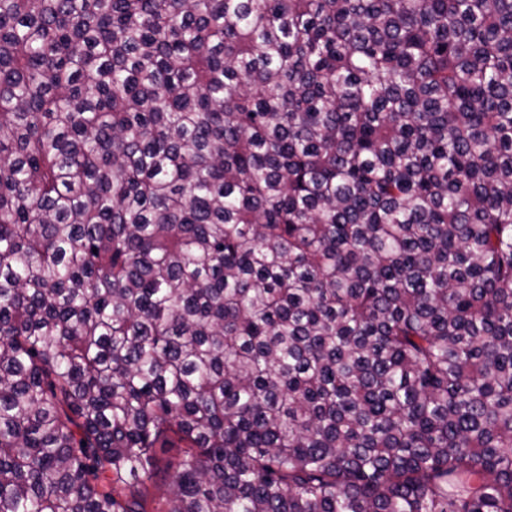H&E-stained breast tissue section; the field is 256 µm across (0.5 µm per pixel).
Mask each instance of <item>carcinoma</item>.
<instances>
[{
  "label": "carcinoma",
  "mask_w": 512,
  "mask_h": 512,
  "mask_svg": "<svg viewBox=\"0 0 512 512\" xmlns=\"http://www.w3.org/2000/svg\"><path fill=\"white\" fill-rule=\"evenodd\" d=\"M0 512H512V0H0Z\"/></svg>",
  "instance_id": "obj_1"
}]
</instances>
